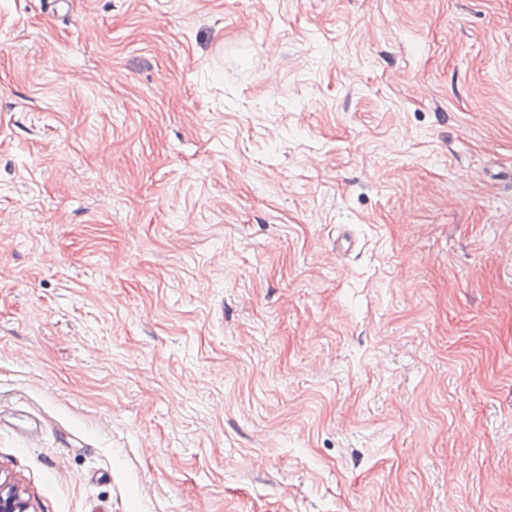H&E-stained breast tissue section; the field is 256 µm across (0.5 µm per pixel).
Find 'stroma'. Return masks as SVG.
<instances>
[{"mask_svg":"<svg viewBox=\"0 0 512 512\" xmlns=\"http://www.w3.org/2000/svg\"><path fill=\"white\" fill-rule=\"evenodd\" d=\"M0 476L512 512V0H0Z\"/></svg>","mask_w":512,"mask_h":512,"instance_id":"1","label":"stroma"}]
</instances>
